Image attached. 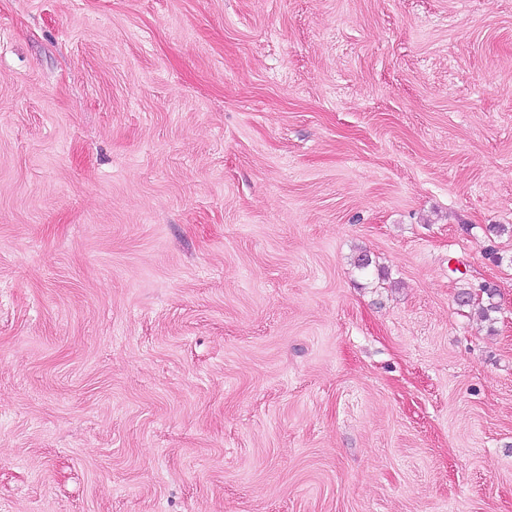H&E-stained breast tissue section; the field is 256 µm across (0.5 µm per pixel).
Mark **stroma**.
<instances>
[{"label":"stroma","mask_w":512,"mask_h":512,"mask_svg":"<svg viewBox=\"0 0 512 512\" xmlns=\"http://www.w3.org/2000/svg\"><path fill=\"white\" fill-rule=\"evenodd\" d=\"M0 512H512V0H0Z\"/></svg>","instance_id":"obj_1"}]
</instances>
